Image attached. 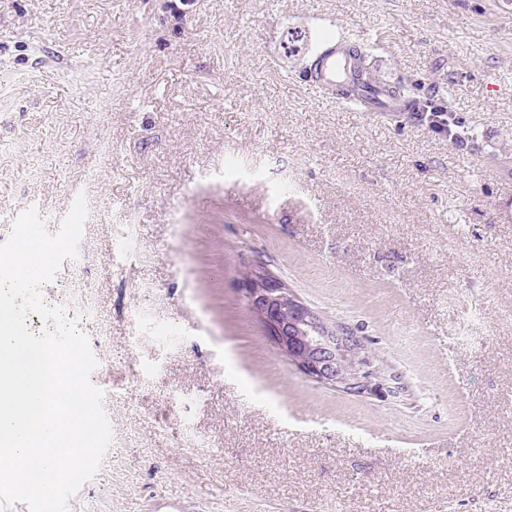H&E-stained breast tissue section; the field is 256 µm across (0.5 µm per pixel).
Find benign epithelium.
I'll return each mask as SVG.
<instances>
[{
	"mask_svg": "<svg viewBox=\"0 0 512 512\" xmlns=\"http://www.w3.org/2000/svg\"><path fill=\"white\" fill-rule=\"evenodd\" d=\"M250 312L265 336L314 381L346 392L399 394L394 376L375 365L364 342L299 298L272 271L253 268L243 277Z\"/></svg>",
	"mask_w": 512,
	"mask_h": 512,
	"instance_id": "1",
	"label": "benign epithelium"
}]
</instances>
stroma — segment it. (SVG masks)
Segmentation results:
<instances>
[{
	"label": "stroma",
	"mask_w": 512,
	"mask_h": 512,
	"mask_svg": "<svg viewBox=\"0 0 512 512\" xmlns=\"http://www.w3.org/2000/svg\"><path fill=\"white\" fill-rule=\"evenodd\" d=\"M329 34L463 138L317 97ZM81 193L43 296L98 310L113 444L70 512H512V0H0V244ZM258 264L403 391L301 373Z\"/></svg>",
	"instance_id": "35a3bbf8"
}]
</instances>
